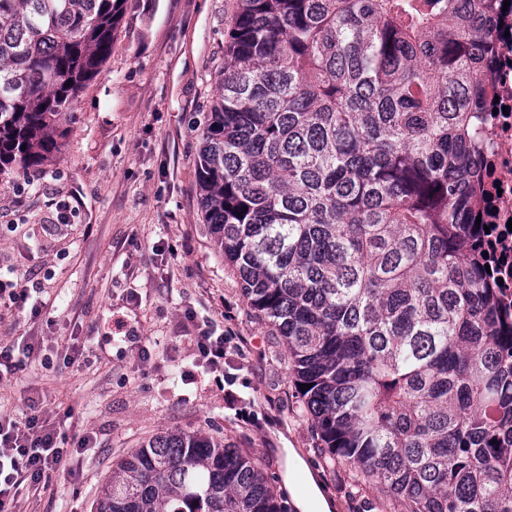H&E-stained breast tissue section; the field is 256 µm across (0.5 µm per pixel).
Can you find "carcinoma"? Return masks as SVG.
Instances as JSON below:
<instances>
[{
	"instance_id": "cac0c4a2",
	"label": "carcinoma",
	"mask_w": 512,
	"mask_h": 512,
	"mask_svg": "<svg viewBox=\"0 0 512 512\" xmlns=\"http://www.w3.org/2000/svg\"><path fill=\"white\" fill-rule=\"evenodd\" d=\"M497 0H239L197 181L349 490L512 512V320L473 251ZM118 0H0V173L64 146ZM96 512H285L251 458L171 431Z\"/></svg>"
}]
</instances>
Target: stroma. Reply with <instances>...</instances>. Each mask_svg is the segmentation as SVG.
<instances>
[{
  "mask_svg": "<svg viewBox=\"0 0 512 512\" xmlns=\"http://www.w3.org/2000/svg\"><path fill=\"white\" fill-rule=\"evenodd\" d=\"M236 9L124 0L62 154L40 171L0 174V278H32L43 305L35 319L0 307V340L38 345L0 381V414L24 424L36 399L63 450L39 485L19 486L11 512H95L117 464L176 429L250 456L287 512L284 448L297 449L334 512H380L389 498L379 484L349 493L345 468H326L281 337L250 310L207 234L196 164ZM205 326L243 344L223 373L188 384Z\"/></svg>",
  "mask_w": 512,
  "mask_h": 512,
  "instance_id": "35a3bbf8",
  "label": "stroma"
}]
</instances>
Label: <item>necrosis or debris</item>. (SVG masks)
I'll return each instance as SVG.
<instances>
[{"instance_id": "obj_1", "label": "necrosis or debris", "mask_w": 512, "mask_h": 512, "mask_svg": "<svg viewBox=\"0 0 512 512\" xmlns=\"http://www.w3.org/2000/svg\"><path fill=\"white\" fill-rule=\"evenodd\" d=\"M488 48L494 65L485 75L487 92L495 97L500 113L483 128L477 145V159L483 171L481 220L489 229L481 248L494 278L496 302L503 311H512V5L494 14Z\"/></svg>"}]
</instances>
